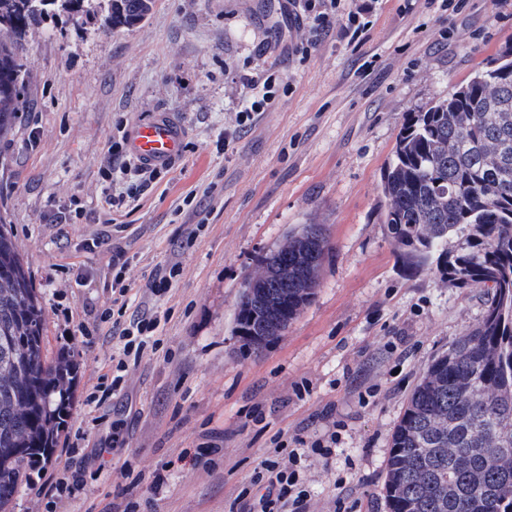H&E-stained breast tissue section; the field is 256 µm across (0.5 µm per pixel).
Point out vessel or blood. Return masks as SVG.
<instances>
[{"instance_id":"b4317fda","label":"vessel or blood","mask_w":512,"mask_h":512,"mask_svg":"<svg viewBox=\"0 0 512 512\" xmlns=\"http://www.w3.org/2000/svg\"><path fill=\"white\" fill-rule=\"evenodd\" d=\"M186 141L187 129L183 121L168 112H155L132 123L127 149L137 160L160 167L180 157Z\"/></svg>"}]
</instances>
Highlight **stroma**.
Returning <instances> with one entry per match:
<instances>
[{"label":"stroma","instance_id":"1","mask_svg":"<svg viewBox=\"0 0 512 512\" xmlns=\"http://www.w3.org/2000/svg\"><path fill=\"white\" fill-rule=\"evenodd\" d=\"M44 26L24 46L33 79L0 138V215L42 297L44 352L76 372L45 472L69 462L85 492L49 504L31 470L13 512H112L130 501L137 512H248L254 499L241 492L275 440L320 433L328 407L346 429L331 457L301 458L306 512H334L339 499L347 512H389L393 429L424 368L478 324L485 298L406 264L382 222L380 172L409 113L512 44V0H468L458 13L376 0L360 51L334 30L304 57L294 27L272 38L260 0H155L145 22L107 35L64 13ZM270 65L285 88L237 131V76ZM152 112L188 129L175 167L123 218L121 244L139 259L131 301L163 313L159 345L125 371L124 396L91 405L112 382V329L85 307H110L112 293L107 254L83 244L105 227L69 223L58 208L74 198L97 211L109 141ZM221 137L228 151H217ZM211 183L206 224L187 245L173 211ZM302 224L327 231L320 286L284 336L252 352L235 334L243 282ZM176 261L171 290L151 296V272ZM207 442L218 454L192 460Z\"/></svg>","mask_w":512,"mask_h":512}]
</instances>
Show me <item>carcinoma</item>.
Returning <instances> with one entry per match:
<instances>
[{"label":"carcinoma","mask_w":512,"mask_h":512,"mask_svg":"<svg viewBox=\"0 0 512 512\" xmlns=\"http://www.w3.org/2000/svg\"><path fill=\"white\" fill-rule=\"evenodd\" d=\"M154 0H0V136L30 69L23 42L49 13L133 27ZM395 249L451 288L486 295L480 322L434 358L391 436L389 512H512V46L467 83L409 114L381 171ZM0 218V512L25 465L56 447L70 404L63 358L43 355V308ZM288 286L242 291L236 328L278 338L310 303L327 250L321 224L288 231Z\"/></svg>","instance_id":"1"}]
</instances>
